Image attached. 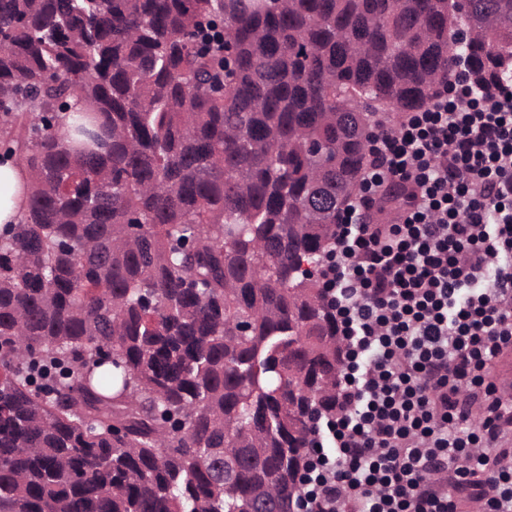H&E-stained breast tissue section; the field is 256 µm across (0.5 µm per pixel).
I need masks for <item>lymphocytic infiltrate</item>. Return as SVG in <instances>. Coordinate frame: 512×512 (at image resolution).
Returning a JSON list of instances; mask_svg holds the SVG:
<instances>
[{
  "label": "lymphocytic infiltrate",
  "mask_w": 512,
  "mask_h": 512,
  "mask_svg": "<svg viewBox=\"0 0 512 512\" xmlns=\"http://www.w3.org/2000/svg\"><path fill=\"white\" fill-rule=\"evenodd\" d=\"M371 160L321 267L346 366L295 512H512V405L489 379L512 346V87L457 64ZM389 183L402 206L363 223Z\"/></svg>",
  "instance_id": "lymphocytic-infiltrate-1"
}]
</instances>
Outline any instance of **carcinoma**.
Here are the masks:
<instances>
[{"label":"carcinoma","mask_w":512,"mask_h":512,"mask_svg":"<svg viewBox=\"0 0 512 512\" xmlns=\"http://www.w3.org/2000/svg\"><path fill=\"white\" fill-rule=\"evenodd\" d=\"M460 24L512 81V0H0L33 179L0 232V512H293L343 381L336 212Z\"/></svg>","instance_id":"obj_1"}]
</instances>
